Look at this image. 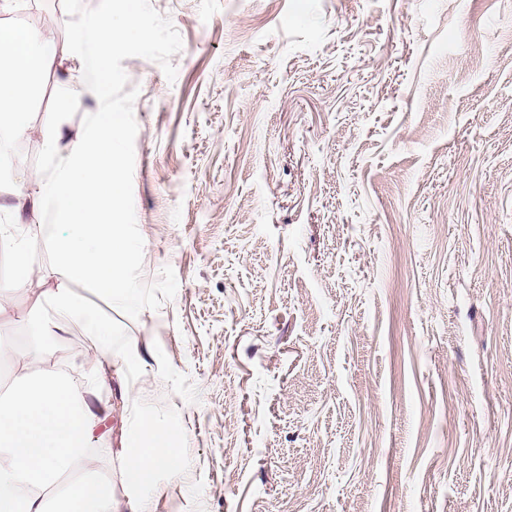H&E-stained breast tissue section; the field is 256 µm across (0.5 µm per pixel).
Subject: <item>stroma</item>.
Here are the masks:
<instances>
[{"instance_id":"stroma-1","label":"stroma","mask_w":512,"mask_h":512,"mask_svg":"<svg viewBox=\"0 0 512 512\" xmlns=\"http://www.w3.org/2000/svg\"><path fill=\"white\" fill-rule=\"evenodd\" d=\"M129 12L150 39L60 143L119 118L112 221L140 242L133 305L72 284L141 354L89 398L95 476L134 497L137 394L184 459L152 512H512V0H15L0 23L62 41ZM74 66L41 81L24 180ZM28 260L0 390L84 382L78 330L28 355L62 274L45 237Z\"/></svg>"}]
</instances>
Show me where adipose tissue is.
Listing matches in <instances>:
<instances>
[{
	"label": "adipose tissue",
	"instance_id": "obj_1",
	"mask_svg": "<svg viewBox=\"0 0 512 512\" xmlns=\"http://www.w3.org/2000/svg\"><path fill=\"white\" fill-rule=\"evenodd\" d=\"M148 40L147 29L132 16L113 19L102 14L88 29L73 31L67 42L54 43L40 33L11 24L0 25V158L27 131L25 116L39 81L54 60L75 49H87V68L94 76L92 91L107 95L111 78L104 64L123 32ZM63 129L50 120L44 135L49 161L46 174L33 188L19 186V173L0 166V183L13 186L0 224V246L10 249L15 268L14 286L27 273L25 243L35 233L46 234L68 273L53 295L56 322L32 338L33 347L69 326H76L97 351L91 373H100L111 357L137 356L134 343H118L112 327L99 321L73 294L69 283L85 280L102 288L113 299L128 302L136 286L128 266L138 248L125 225L112 221V207L119 200L122 158L120 132L111 113L97 115L89 132L75 141L68 154L59 144ZM57 216L54 224L26 223L29 205ZM102 421L81 385L58 372L26 374L0 393V512H121L120 500L108 483L82 479L64 484L63 478L84 460L86 448ZM153 444L125 458L124 481L138 493L130 512H152L154 498L163 492L156 480L159 470L179 475L183 458L166 440L165 425L153 420L146 426Z\"/></svg>",
	"mask_w": 512,
	"mask_h": 512
}]
</instances>
